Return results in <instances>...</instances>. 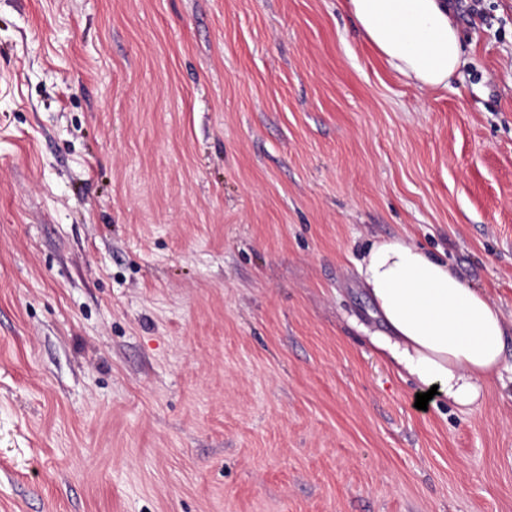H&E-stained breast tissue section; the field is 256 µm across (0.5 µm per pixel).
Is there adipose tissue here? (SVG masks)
<instances>
[{
    "instance_id": "obj_1",
    "label": "adipose tissue",
    "mask_w": 512,
    "mask_h": 512,
    "mask_svg": "<svg viewBox=\"0 0 512 512\" xmlns=\"http://www.w3.org/2000/svg\"><path fill=\"white\" fill-rule=\"evenodd\" d=\"M348 7L389 65L420 89L447 87L465 63L448 0H348ZM358 271L386 327L372 342L400 377L437 388L463 410L501 379L512 326L446 262L393 238L373 242Z\"/></svg>"
}]
</instances>
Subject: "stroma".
Segmentation results:
<instances>
[{"instance_id":"35a3bbf8","label":"stroma","mask_w":512,"mask_h":512,"mask_svg":"<svg viewBox=\"0 0 512 512\" xmlns=\"http://www.w3.org/2000/svg\"><path fill=\"white\" fill-rule=\"evenodd\" d=\"M422 91L345 0H0V512H512V335L415 408L356 262L512 322V0Z\"/></svg>"}]
</instances>
